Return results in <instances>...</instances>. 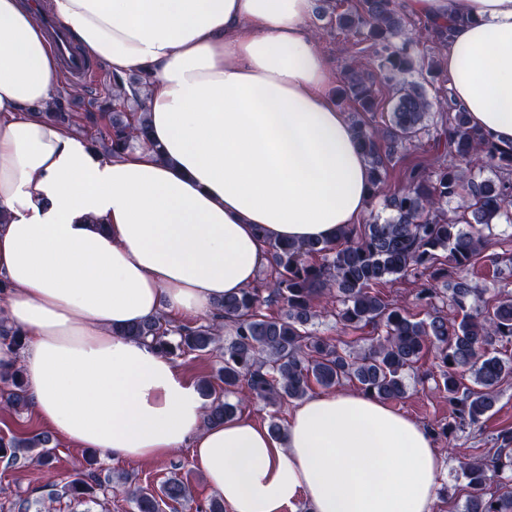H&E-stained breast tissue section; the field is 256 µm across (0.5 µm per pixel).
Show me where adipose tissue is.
<instances>
[{"instance_id": "adipose-tissue-1", "label": "adipose tissue", "mask_w": 512, "mask_h": 512, "mask_svg": "<svg viewBox=\"0 0 512 512\" xmlns=\"http://www.w3.org/2000/svg\"><path fill=\"white\" fill-rule=\"evenodd\" d=\"M452 25L442 66L471 125L512 144V0H400ZM91 59L146 71L150 145L105 156L48 120L60 59L31 0H0V370L76 448H180L228 512H432L428 431L349 390L311 397L282 437L204 425L174 360L119 328L212 314L252 286L272 240L335 238L368 210L369 166L306 28L313 0H48Z\"/></svg>"}]
</instances>
